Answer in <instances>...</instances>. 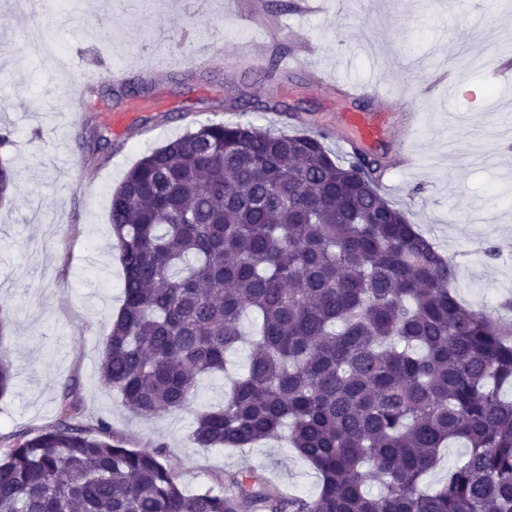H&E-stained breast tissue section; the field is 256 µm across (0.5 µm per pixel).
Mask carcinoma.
Listing matches in <instances>:
<instances>
[{
  "instance_id": "1",
  "label": "carcinoma",
  "mask_w": 512,
  "mask_h": 512,
  "mask_svg": "<svg viewBox=\"0 0 512 512\" xmlns=\"http://www.w3.org/2000/svg\"><path fill=\"white\" fill-rule=\"evenodd\" d=\"M146 90L107 84L116 99ZM328 137L218 122L142 157L112 194L123 303L100 362L125 406L160 417L249 345L191 441L285 434L318 493L254 470L187 492L163 451L127 448L103 421L88 436L65 397L51 429L0 455V512H512V325L457 300L453 260L380 193L386 153L354 144L341 163ZM453 441L464 460L421 491Z\"/></svg>"
}]
</instances>
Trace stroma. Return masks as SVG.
<instances>
[{"label": "stroma", "instance_id": "35a3bbf8", "mask_svg": "<svg viewBox=\"0 0 512 512\" xmlns=\"http://www.w3.org/2000/svg\"><path fill=\"white\" fill-rule=\"evenodd\" d=\"M297 0H265L264 12L286 26L268 41L267 59L287 61L292 33L308 31L321 46L310 63L287 70L290 104L337 130L336 116L357 100L325 96L318 72L349 58V80L375 83L392 95L424 81L443 64L458 65L462 87L475 98L449 95L435 84L415 105L419 157L410 171L389 169L384 197L453 257L458 298L491 313L512 301V77L487 82L474 59L486 55L484 35L500 34L498 54L512 56V0H330L324 16H302ZM68 34L62 44L74 65L108 75L137 64L149 51L189 54L223 31L225 44L267 41L260 21L245 20L244 0H65ZM56 17H30L15 0H0V131L9 142L15 187L0 201V359L15 374L0 397V452L49 429L63 396L77 404L75 422L96 432L106 422L126 447L163 448L189 492L218 486L225 473L253 469L279 489L302 496L319 490L314 470L286 440L249 448H198L188 435L194 410L160 418L132 414L100 383L102 341L122 304L123 271L110 224V200L126 174L153 149L211 122H248L294 131L275 112L232 108L233 92L269 97L250 67L217 68L210 76L152 84V107L104 95L71 108L66 75L32 54V32ZM477 136L448 132V115Z\"/></svg>", "mask_w": 512, "mask_h": 512}]
</instances>
